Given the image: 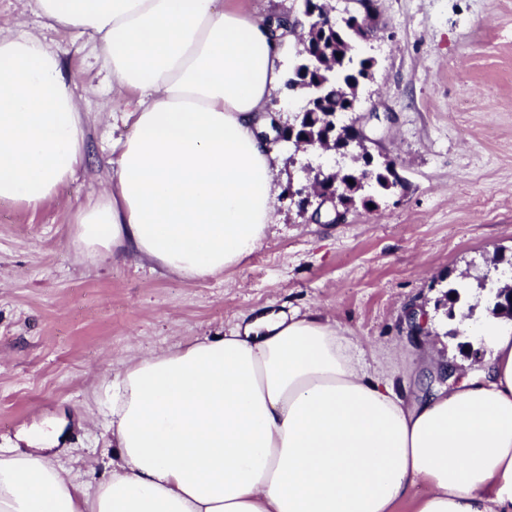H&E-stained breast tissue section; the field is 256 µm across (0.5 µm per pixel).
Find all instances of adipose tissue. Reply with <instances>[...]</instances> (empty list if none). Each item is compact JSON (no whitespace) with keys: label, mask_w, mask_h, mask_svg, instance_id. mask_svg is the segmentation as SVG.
Returning a JSON list of instances; mask_svg holds the SVG:
<instances>
[{"label":"adipose tissue","mask_w":512,"mask_h":512,"mask_svg":"<svg viewBox=\"0 0 512 512\" xmlns=\"http://www.w3.org/2000/svg\"><path fill=\"white\" fill-rule=\"evenodd\" d=\"M88 36L133 132L108 188L78 208L88 257L130 254L195 280L250 255L274 222L263 130L295 41L231 0H36ZM58 49L0 33V202L35 210L84 161ZM461 383L402 393L314 311L125 363L107 477L76 484L39 445L0 449V512H512V320Z\"/></svg>","instance_id":"1"}]
</instances>
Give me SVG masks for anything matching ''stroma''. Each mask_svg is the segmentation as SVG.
Here are the masks:
<instances>
[{
    "label": "stroma",
    "mask_w": 512,
    "mask_h": 512,
    "mask_svg": "<svg viewBox=\"0 0 512 512\" xmlns=\"http://www.w3.org/2000/svg\"><path fill=\"white\" fill-rule=\"evenodd\" d=\"M378 9L385 31L352 45L375 60L357 109L392 112L372 150L396 163L405 187L338 224L307 221L278 196L276 222L249 257L191 281L74 249V214L107 188L112 147L132 132L127 100L113 95L86 38L46 26L35 0H0V26L58 47L87 114L76 179L35 211L0 203V448L64 422L57 459L89 481L108 438V384L125 360L271 312L318 310L399 385H414L432 355L460 372L491 356L474 297L484 278L512 284V0H378ZM271 148L283 186L350 164L285 141ZM454 288L456 304L472 308L469 328L449 313ZM412 304L428 315L426 336L410 332Z\"/></svg>",
    "instance_id": "obj_1"
}]
</instances>
